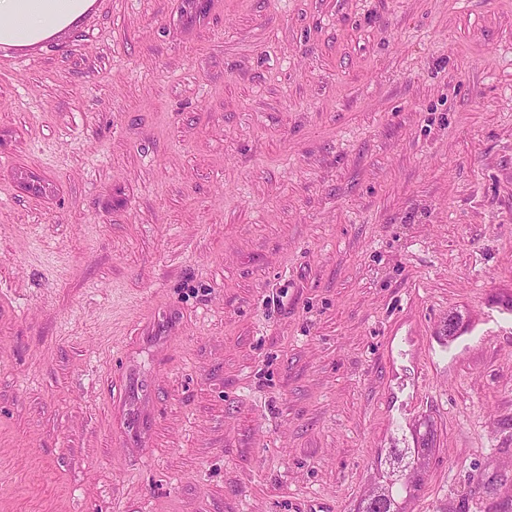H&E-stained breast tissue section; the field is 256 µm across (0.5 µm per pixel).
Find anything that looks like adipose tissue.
<instances>
[{
  "instance_id": "obj_1",
  "label": "adipose tissue",
  "mask_w": 512,
  "mask_h": 512,
  "mask_svg": "<svg viewBox=\"0 0 512 512\" xmlns=\"http://www.w3.org/2000/svg\"><path fill=\"white\" fill-rule=\"evenodd\" d=\"M92 0H0V44L38 43L81 18Z\"/></svg>"
}]
</instances>
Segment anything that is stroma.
Returning a JSON list of instances; mask_svg holds the SVG:
<instances>
[{
  "label": "stroma",
  "mask_w": 512,
  "mask_h": 512,
  "mask_svg": "<svg viewBox=\"0 0 512 512\" xmlns=\"http://www.w3.org/2000/svg\"><path fill=\"white\" fill-rule=\"evenodd\" d=\"M417 429L408 512H512V0L0 46V512H355Z\"/></svg>",
  "instance_id": "stroma-1"
}]
</instances>
